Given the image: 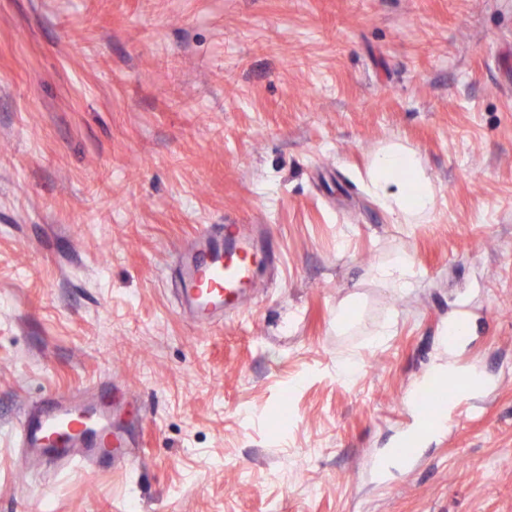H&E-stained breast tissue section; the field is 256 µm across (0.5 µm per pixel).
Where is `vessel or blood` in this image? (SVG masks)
<instances>
[{
    "mask_svg": "<svg viewBox=\"0 0 512 512\" xmlns=\"http://www.w3.org/2000/svg\"><path fill=\"white\" fill-rule=\"evenodd\" d=\"M260 234L251 224H209L178 255L181 301L194 323L213 325L224 312L239 308L253 283ZM472 372L461 369L451 380L422 383L410 402L422 416L406 433L398 451L414 454L425 434L444 420L468 414ZM129 397L121 384L105 383L52 397L47 406L20 422L26 461L37 467L48 461L83 468L121 467L135 454L127 434L116 431L114 418L124 414Z\"/></svg>",
    "mask_w": 512,
    "mask_h": 512,
    "instance_id": "1",
    "label": "vessel or blood"
}]
</instances>
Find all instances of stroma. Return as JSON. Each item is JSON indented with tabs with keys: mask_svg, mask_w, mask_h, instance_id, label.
<instances>
[{
	"mask_svg": "<svg viewBox=\"0 0 512 512\" xmlns=\"http://www.w3.org/2000/svg\"><path fill=\"white\" fill-rule=\"evenodd\" d=\"M392 140L424 223L363 183ZM208 224L281 261L201 328ZM463 305L493 386L376 475ZM111 379L135 463L30 471L19 414ZM0 512H512V0H0ZM370 193L398 224H421L430 216L435 187L415 151L400 143L377 150L366 172ZM375 275L399 293H405L413 286V271L406 256H397L391 262L378 267Z\"/></svg>",
	"mask_w": 512,
	"mask_h": 512,
	"instance_id": "1",
	"label": "stroma"
}]
</instances>
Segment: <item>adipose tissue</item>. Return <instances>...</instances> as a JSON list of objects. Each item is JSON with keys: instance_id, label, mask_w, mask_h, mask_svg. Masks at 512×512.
Masks as SVG:
<instances>
[{"instance_id": "obj_1", "label": "adipose tissue", "mask_w": 512, "mask_h": 512, "mask_svg": "<svg viewBox=\"0 0 512 512\" xmlns=\"http://www.w3.org/2000/svg\"><path fill=\"white\" fill-rule=\"evenodd\" d=\"M370 193L398 224H420L430 216L435 187L415 151L399 143L377 150L367 167Z\"/></svg>"}]
</instances>
